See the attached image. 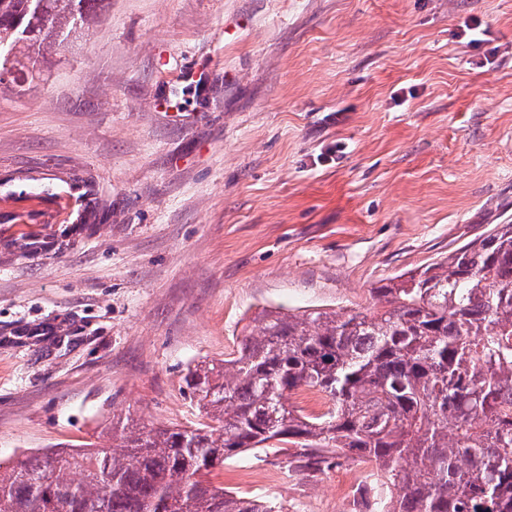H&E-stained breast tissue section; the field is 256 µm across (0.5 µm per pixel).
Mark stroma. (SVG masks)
Masks as SVG:
<instances>
[{
	"instance_id": "obj_1",
	"label": "stroma",
	"mask_w": 512,
	"mask_h": 512,
	"mask_svg": "<svg viewBox=\"0 0 512 512\" xmlns=\"http://www.w3.org/2000/svg\"><path fill=\"white\" fill-rule=\"evenodd\" d=\"M29 68L0 92V461L199 422L187 366L263 309L374 307L512 222V0H106ZM336 475L265 496L337 512Z\"/></svg>"
}]
</instances>
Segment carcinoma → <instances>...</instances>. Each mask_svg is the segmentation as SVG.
Instances as JSON below:
<instances>
[{"mask_svg": "<svg viewBox=\"0 0 512 512\" xmlns=\"http://www.w3.org/2000/svg\"><path fill=\"white\" fill-rule=\"evenodd\" d=\"M0 0V86L21 57L100 22L103 0ZM379 306L265 312L237 350L184 377L214 424L128 428L122 444L0 462L3 512H282L212 476L261 449L324 472L370 461L383 512H512V224L371 289ZM315 388L311 415L289 397Z\"/></svg>", "mask_w": 512, "mask_h": 512, "instance_id": "1", "label": "carcinoma"}]
</instances>
